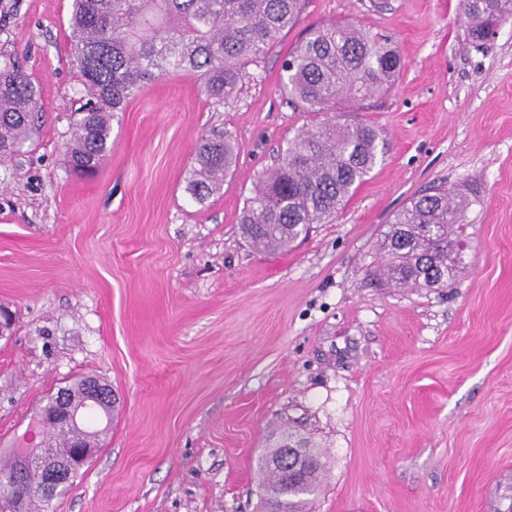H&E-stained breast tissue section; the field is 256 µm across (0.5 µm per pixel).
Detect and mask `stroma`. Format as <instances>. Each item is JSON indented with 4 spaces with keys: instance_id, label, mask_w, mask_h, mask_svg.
I'll return each instance as SVG.
<instances>
[{
    "instance_id": "1",
    "label": "stroma",
    "mask_w": 512,
    "mask_h": 512,
    "mask_svg": "<svg viewBox=\"0 0 512 512\" xmlns=\"http://www.w3.org/2000/svg\"><path fill=\"white\" fill-rule=\"evenodd\" d=\"M72 0H0V56L41 90L31 142L0 164V449L70 380L120 409L44 512H261L259 460L284 424L326 474L310 512H512V20L469 40L460 0H309L251 66L234 105L196 76L152 83L112 124L91 178L68 166L85 92ZM348 21L404 59L387 91L339 108L375 126L378 161L329 224L285 252L240 230L257 176L329 120L281 88L283 56ZM230 135L221 190H185L195 148ZM472 195L465 268L446 288H390L377 241L435 188Z\"/></svg>"
}]
</instances>
